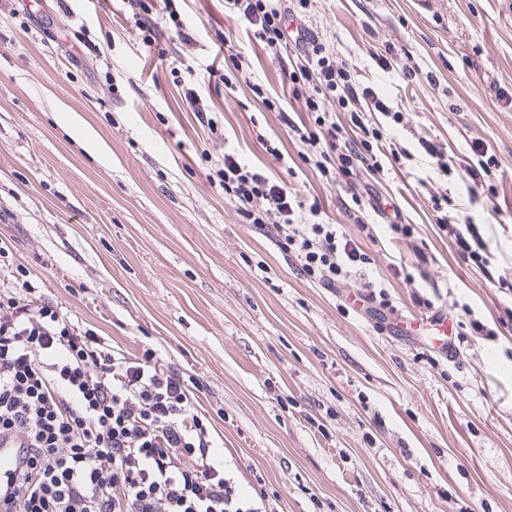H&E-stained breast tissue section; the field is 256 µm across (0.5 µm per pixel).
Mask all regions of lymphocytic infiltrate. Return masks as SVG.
<instances>
[{"instance_id": "f902f5d3", "label": "lymphocytic infiltrate", "mask_w": 512, "mask_h": 512, "mask_svg": "<svg viewBox=\"0 0 512 512\" xmlns=\"http://www.w3.org/2000/svg\"><path fill=\"white\" fill-rule=\"evenodd\" d=\"M265 47L287 40L283 15L272 0H227ZM144 45L155 39L153 18L164 15L175 30L183 24L173 0H128ZM310 42L304 65L291 81L311 86L304 99L308 121L287 110L279 119L326 180L354 186L361 171L380 172L406 155L393 139L367 128L364 110L385 111L379 97L360 103L351 71ZM363 136L337 150L336 111ZM216 183L238 205L247 224L272 226L312 281L334 288L355 267L368 264L361 246L335 225L308 221L284 186L271 182L236 154L225 153ZM447 198H433L436 221L450 226L453 244L480 269L490 264L488 246L472 220L455 223ZM173 368L129 359L105 338L82 329L61 308L0 296V433L13 432L29 455L12 495L0 512H267L264 501L240 493L216 459L208 420Z\"/></svg>"}]
</instances>
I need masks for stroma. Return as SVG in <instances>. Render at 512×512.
Here are the masks:
<instances>
[{
	"instance_id": "1",
	"label": "stroma",
	"mask_w": 512,
	"mask_h": 512,
	"mask_svg": "<svg viewBox=\"0 0 512 512\" xmlns=\"http://www.w3.org/2000/svg\"><path fill=\"white\" fill-rule=\"evenodd\" d=\"M175 6L195 45L159 18L144 46L123 0H0V292L31 282L115 351L177 370L230 476L271 512H512V0H290L389 105L366 124L409 154L356 186L411 227L372 238L252 92L301 109L288 73L303 51L263 48L225 0ZM219 49L251 61L230 92L208 76ZM477 141L497 163L490 199L467 191ZM228 146L357 240L400 314L424 296L489 335L434 366L346 309L213 185ZM440 194L480 224L489 273L437 224Z\"/></svg>"
}]
</instances>
